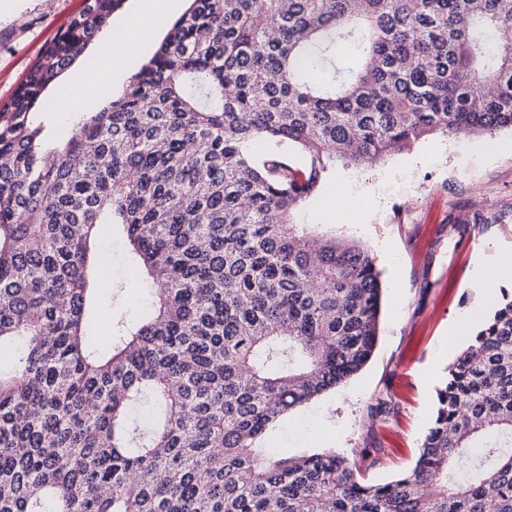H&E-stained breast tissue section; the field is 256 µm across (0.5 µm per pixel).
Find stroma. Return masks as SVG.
Wrapping results in <instances>:
<instances>
[{
	"instance_id": "stroma-1",
	"label": "stroma",
	"mask_w": 512,
	"mask_h": 512,
	"mask_svg": "<svg viewBox=\"0 0 512 512\" xmlns=\"http://www.w3.org/2000/svg\"><path fill=\"white\" fill-rule=\"evenodd\" d=\"M84 0H0V106ZM364 242L383 282L381 329L370 362L354 378L277 423L260 444L286 456L356 453L363 476L385 481L409 469L432 415V395L463 345L461 323L478 329L492 303L477 286L482 265L512 260V130L466 138L434 134L376 166H337L296 218ZM112 252L102 309L129 325L152 304L117 226L103 228ZM396 410L368 420L380 393ZM384 449L373 461L371 449Z\"/></svg>"
}]
</instances>
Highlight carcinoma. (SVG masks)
<instances>
[{"mask_svg": "<svg viewBox=\"0 0 512 512\" xmlns=\"http://www.w3.org/2000/svg\"><path fill=\"white\" fill-rule=\"evenodd\" d=\"M121 3L84 0L0 109V512H512L506 289L448 365L411 469L370 483L333 450L256 452L379 333L368 247L295 214L338 161L512 128V40L488 44L512 0H190L48 162L35 108ZM104 224L154 299L102 351Z\"/></svg>", "mask_w": 512, "mask_h": 512, "instance_id": "obj_1", "label": "carcinoma"}]
</instances>
